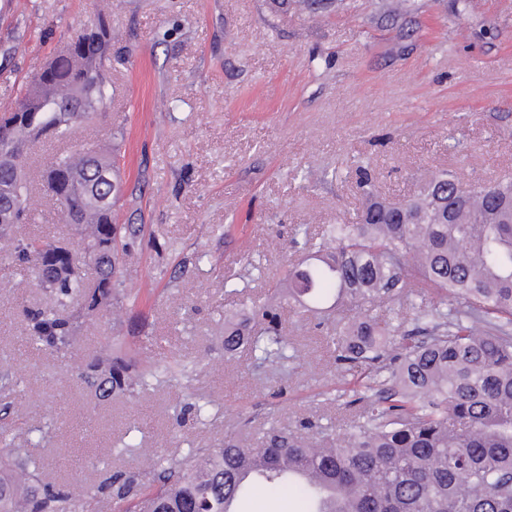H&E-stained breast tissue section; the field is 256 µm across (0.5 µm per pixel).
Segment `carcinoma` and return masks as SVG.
Wrapping results in <instances>:
<instances>
[{"instance_id":"obj_1","label":"carcinoma","mask_w":512,"mask_h":512,"mask_svg":"<svg viewBox=\"0 0 512 512\" xmlns=\"http://www.w3.org/2000/svg\"><path fill=\"white\" fill-rule=\"evenodd\" d=\"M111 43L104 20L82 31L0 114V214L10 212L1 235L31 220L29 145L66 138L106 108ZM99 169H117L112 152L82 149L57 155L42 174L63 223L80 229L82 247L70 248L73 262L52 273L51 305L24 312L37 349L77 350L78 321L120 293L122 259L141 227L115 223L120 188L94 181ZM359 188L366 197L359 222L317 233L294 226L293 242L311 245L318 264L288 269L287 296L304 308V297L330 283L336 298L364 311L385 299L407 301L413 328L365 316L336 338V360L361 404L345 437L318 426L321 441L336 447L317 454L308 438L275 427L254 448L228 434L222 448L156 458L152 488L138 475L105 472L77 493L41 485L28 449L0 448V512H87L100 495L132 501L135 512H237L259 487L295 496L298 512H512V179L464 185L444 170L416 197L396 201L376 198L367 179ZM9 241L8 258L34 276L39 258L62 248L39 237ZM88 261L96 268L91 283ZM240 349L259 366L286 371L295 363L278 304L263 306L245 330L224 320V352ZM185 372L99 352L83 360L78 378L105 398Z\"/></svg>"}]
</instances>
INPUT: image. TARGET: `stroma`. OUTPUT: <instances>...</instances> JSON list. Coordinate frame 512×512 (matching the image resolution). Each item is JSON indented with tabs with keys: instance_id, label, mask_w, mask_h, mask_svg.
<instances>
[{
	"instance_id": "stroma-1",
	"label": "stroma",
	"mask_w": 512,
	"mask_h": 512,
	"mask_svg": "<svg viewBox=\"0 0 512 512\" xmlns=\"http://www.w3.org/2000/svg\"><path fill=\"white\" fill-rule=\"evenodd\" d=\"M0 0V113L60 48L97 17L112 27V102L67 142L31 146L32 172L74 146L120 156L118 221L140 224L110 307L84 320L87 348L127 345L188 375L131 394L90 397L70 370L79 356L29 344L22 311L47 290L18 287L0 263V371L21 384L0 403L22 407L9 428L41 427L43 483H95L98 471L144 472L148 455L220 448L226 434L254 447L277 426L346 425L330 339L359 310L333 296L319 314L285 304L295 369L224 355L225 315L273 295L306 258L297 224L356 221L358 165L375 190L410 197L425 172L463 183L512 174V0H410L396 18L382 0ZM20 237L64 236L43 190ZM244 288L237 298L228 289ZM208 397L204 423L189 419ZM144 448L120 454L123 441Z\"/></svg>"
}]
</instances>
